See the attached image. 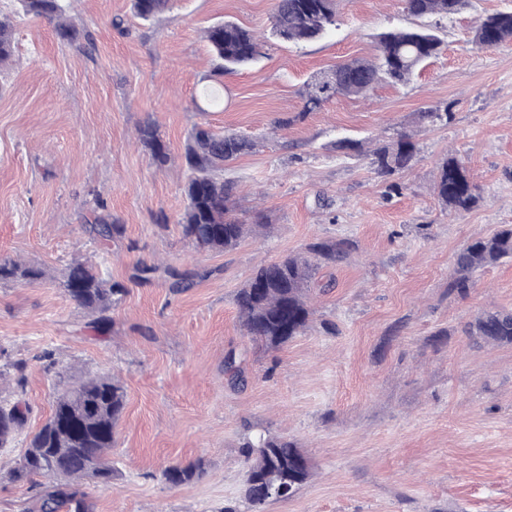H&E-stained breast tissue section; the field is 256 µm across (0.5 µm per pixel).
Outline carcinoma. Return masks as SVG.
<instances>
[{"label": "carcinoma", "instance_id": "obj_1", "mask_svg": "<svg viewBox=\"0 0 512 512\" xmlns=\"http://www.w3.org/2000/svg\"><path fill=\"white\" fill-rule=\"evenodd\" d=\"M26 16L47 19L55 24L58 37L67 43L78 41L81 31L65 17L64 0H17ZM469 0H402L403 12L420 22L416 27L382 33L376 53L337 64L308 82L301 92L300 115L320 111L339 96H359L385 82L405 85L429 59L439 54L444 41L439 36L441 21L461 13ZM170 0H132L135 16L149 20L169 7ZM336 24V0H275L271 35L282 42H309L325 36ZM205 39L218 61L222 74L245 65L261 55L262 42L250 31L232 22L210 26ZM473 41L481 49L512 45V10L486 16L476 27ZM13 23L0 17V64L14 55ZM201 96L209 106L224 104V87L207 84ZM138 138L150 152L153 163L164 168L170 162L167 147L157 128L147 122L138 128ZM256 142L235 133L216 134L196 125L188 135L184 161L187 180L186 207L180 224L184 235L202 249L230 251L250 231L230 215L231 185L219 176L224 162L255 149ZM372 164L383 176H391L411 166L416 156L412 137L400 134L388 144L370 151ZM439 202L461 213L479 201L477 187L465 167L454 157L439 167L434 185ZM90 232L108 243L121 234L112 215L99 213ZM346 240H328L309 245L305 252L258 268L246 285L237 291L235 304L246 335L267 348H278L300 335L309 325L311 284L324 265L343 263L350 252ZM512 258V225H504L492 235L472 240L455 256L454 275L448 281V295L465 297L475 285L474 274L503 258ZM41 270L15 259L0 261V281L34 283ZM60 288L80 308L95 316V322H109L107 313L125 288L103 280L84 262H70L59 282ZM464 331L486 342L512 345V311H484L469 322ZM126 405L124 385L115 377L94 376L63 388L53 412L30 437L27 447L11 471L14 482H31L36 476L53 479L39 495L40 512H92L84 490L89 480L112 482V448ZM27 408L20 402L0 401V447L12 442L26 421ZM247 475L244 496L254 505L262 495L265 479L276 472L299 490L311 477V464L297 445L283 437L266 435L244 445ZM199 464H175L162 471L173 485L191 483L202 476Z\"/></svg>", "mask_w": 512, "mask_h": 512}]
</instances>
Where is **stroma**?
<instances>
[{"mask_svg":"<svg viewBox=\"0 0 512 512\" xmlns=\"http://www.w3.org/2000/svg\"><path fill=\"white\" fill-rule=\"evenodd\" d=\"M66 5L90 40L63 42L0 0L15 25V54L0 65V260L44 272L0 282V371L26 364L24 388L5 374L0 400L29 408L0 448V512H39V484L9 473L59 379L89 374L116 375L126 390L112 482L85 486L94 512H249L242 445L264 432L296 442L313 467L266 512H512V346L464 333L483 311L512 310V259L480 271L466 298L448 293L461 247L512 225V46L473 43L479 21L512 0H470L443 22L442 51L409 84L304 117L314 75L411 25L401 0H337L332 31L301 45L271 37L273 0H172L149 21L131 0ZM224 20L265 42L255 63L224 73L223 106L202 112V79L215 70L204 32ZM445 106L448 121L421 120ZM147 121L169 149L166 168L136 141ZM197 124L257 143L224 165L233 216L259 227L229 252L195 248L179 223ZM402 132L417 155L389 180L365 152ZM341 138L364 154L338 150ZM450 154L480 194L460 214L433 192ZM101 209L123 228L107 246L89 230ZM338 239L350 255L320 271L332 287L315 293L306 332L276 350L251 341L238 289L257 268ZM74 258L127 289L107 327L58 286ZM178 463L205 474L169 484L160 473Z\"/></svg>","mask_w":512,"mask_h":512,"instance_id":"obj_1","label":"stroma"}]
</instances>
